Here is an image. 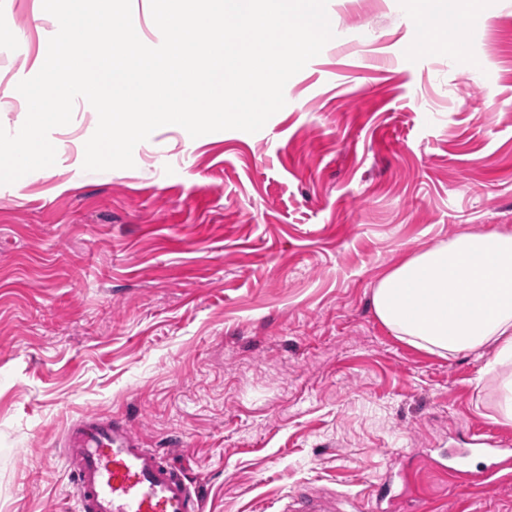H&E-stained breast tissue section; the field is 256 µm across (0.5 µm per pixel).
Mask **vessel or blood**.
<instances>
[{
  "instance_id": "obj_1",
  "label": "vessel or blood",
  "mask_w": 512,
  "mask_h": 512,
  "mask_svg": "<svg viewBox=\"0 0 512 512\" xmlns=\"http://www.w3.org/2000/svg\"><path fill=\"white\" fill-rule=\"evenodd\" d=\"M57 452L72 483L77 512H203L204 502L168 453L145 447L130 422L85 415L67 428ZM490 463L470 469L471 449L451 453L440 468L455 481H492L502 469L497 445L484 446ZM282 512H365L356 497L305 486Z\"/></svg>"
}]
</instances>
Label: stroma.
<instances>
[{
  "label": "stroma",
  "instance_id": "stroma-1",
  "mask_svg": "<svg viewBox=\"0 0 512 512\" xmlns=\"http://www.w3.org/2000/svg\"><path fill=\"white\" fill-rule=\"evenodd\" d=\"M460 66L415 51L413 0H328L334 37L255 133L155 130L84 170L83 99L55 170L0 185V512H75L46 445L89 413L170 449L205 512L302 486L367 512H512V479L433 468L495 422L490 352L444 359L376 319L377 276L463 230L512 232V0H481ZM57 21L0 0V127ZM417 474L419 498L404 481Z\"/></svg>",
  "mask_w": 512,
  "mask_h": 512
}]
</instances>
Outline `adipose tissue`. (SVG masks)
<instances>
[{
    "label": "adipose tissue",
    "mask_w": 512,
    "mask_h": 512,
    "mask_svg": "<svg viewBox=\"0 0 512 512\" xmlns=\"http://www.w3.org/2000/svg\"><path fill=\"white\" fill-rule=\"evenodd\" d=\"M417 16H439L436 36L454 46L461 20L483 18L479 0H417ZM371 305L400 342L453 359L491 351L499 382L498 421L512 424V232L463 231L410 252L375 281Z\"/></svg>",
    "instance_id": "obj_1"
}]
</instances>
